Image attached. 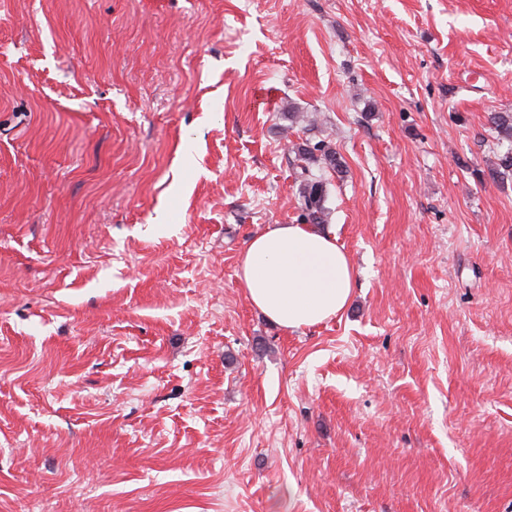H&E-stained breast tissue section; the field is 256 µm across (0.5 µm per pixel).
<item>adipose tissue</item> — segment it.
Returning <instances> with one entry per match:
<instances>
[{
	"instance_id": "1",
	"label": "adipose tissue",
	"mask_w": 512,
	"mask_h": 512,
	"mask_svg": "<svg viewBox=\"0 0 512 512\" xmlns=\"http://www.w3.org/2000/svg\"><path fill=\"white\" fill-rule=\"evenodd\" d=\"M237 276L250 303L288 330L336 317L356 285L352 264L335 235L304 224H270L254 234Z\"/></svg>"
}]
</instances>
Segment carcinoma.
Here are the masks:
<instances>
[{
  "instance_id": "1",
  "label": "carcinoma",
  "mask_w": 512,
  "mask_h": 512,
  "mask_svg": "<svg viewBox=\"0 0 512 512\" xmlns=\"http://www.w3.org/2000/svg\"><path fill=\"white\" fill-rule=\"evenodd\" d=\"M489 125L501 141H512V112H493ZM322 163L336 173H344L341 157L330 145L320 141L314 146L302 144L292 150L290 165L295 169L299 181V197L302 218L309 224H323L327 216V192L321 179L312 171V166Z\"/></svg>"
}]
</instances>
